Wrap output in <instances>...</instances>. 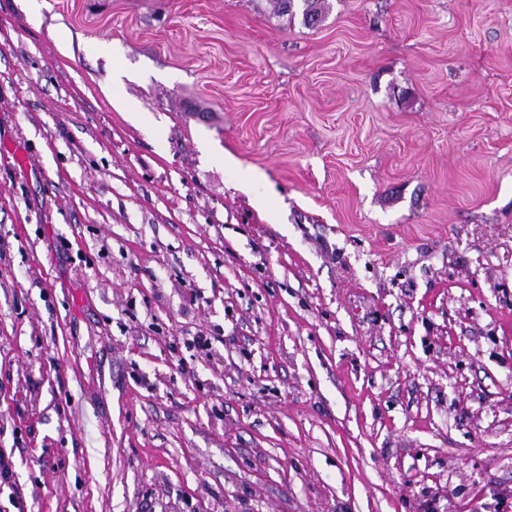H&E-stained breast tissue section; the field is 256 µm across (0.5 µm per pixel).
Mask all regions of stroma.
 <instances>
[{
  "label": "stroma",
  "mask_w": 512,
  "mask_h": 512,
  "mask_svg": "<svg viewBox=\"0 0 512 512\" xmlns=\"http://www.w3.org/2000/svg\"><path fill=\"white\" fill-rule=\"evenodd\" d=\"M320 3L0 0V512H512V0Z\"/></svg>",
  "instance_id": "stroma-1"
}]
</instances>
